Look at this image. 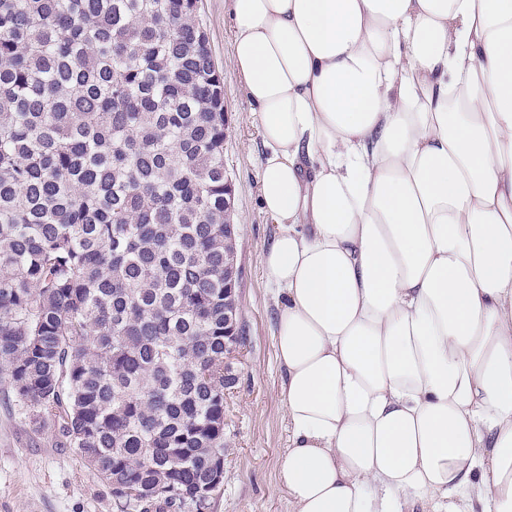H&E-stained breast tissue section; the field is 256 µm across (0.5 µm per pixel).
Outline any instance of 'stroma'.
<instances>
[{"mask_svg":"<svg viewBox=\"0 0 512 512\" xmlns=\"http://www.w3.org/2000/svg\"><path fill=\"white\" fill-rule=\"evenodd\" d=\"M198 2L199 22L224 78V174L234 187L245 336L235 361L239 381L224 394V485L208 512H292L276 480L289 434L273 336L277 295L263 262L279 226L260 205L261 135L231 55L229 0ZM60 441L58 427L17 405L0 376V512H114L110 487Z\"/></svg>","mask_w":512,"mask_h":512,"instance_id":"35a3bbf8","label":"stroma"}]
</instances>
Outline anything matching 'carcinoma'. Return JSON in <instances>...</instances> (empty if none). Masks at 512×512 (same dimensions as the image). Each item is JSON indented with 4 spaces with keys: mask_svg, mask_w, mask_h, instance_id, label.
Listing matches in <instances>:
<instances>
[{
    "mask_svg": "<svg viewBox=\"0 0 512 512\" xmlns=\"http://www.w3.org/2000/svg\"><path fill=\"white\" fill-rule=\"evenodd\" d=\"M225 137L196 0H0V373L116 512L209 505Z\"/></svg>",
    "mask_w": 512,
    "mask_h": 512,
    "instance_id": "cac0c4a2",
    "label": "carcinoma"
}]
</instances>
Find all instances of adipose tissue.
I'll list each match as a JSON object with an SVG mask.
<instances>
[{"mask_svg": "<svg viewBox=\"0 0 512 512\" xmlns=\"http://www.w3.org/2000/svg\"><path fill=\"white\" fill-rule=\"evenodd\" d=\"M292 512H512V0H231Z\"/></svg>", "mask_w": 512, "mask_h": 512, "instance_id": "1", "label": "adipose tissue"}]
</instances>
